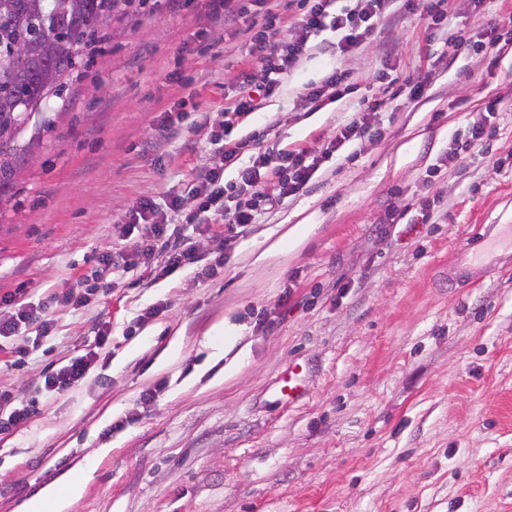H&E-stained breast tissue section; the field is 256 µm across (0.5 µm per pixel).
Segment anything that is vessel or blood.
Listing matches in <instances>:
<instances>
[{"label":"vessel or blood","instance_id":"obj_1","mask_svg":"<svg viewBox=\"0 0 512 512\" xmlns=\"http://www.w3.org/2000/svg\"><path fill=\"white\" fill-rule=\"evenodd\" d=\"M455 266H476L487 271L511 267L512 224L482 225L477 239L458 249Z\"/></svg>","mask_w":512,"mask_h":512}]
</instances>
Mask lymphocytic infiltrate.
Returning <instances> with one entry per match:
<instances>
[{"label":"lymphocytic infiltrate","mask_w":512,"mask_h":512,"mask_svg":"<svg viewBox=\"0 0 512 512\" xmlns=\"http://www.w3.org/2000/svg\"><path fill=\"white\" fill-rule=\"evenodd\" d=\"M401 2L406 13L436 14L446 0H348L339 5L338 0H297L298 21L287 39L275 42L270 38L271 23L260 24L250 39V49L263 83H256L255 75L241 73L236 78L237 92L224 105L222 135L224 153L220 163L207 166L195 189V211L190 221L192 234L171 235L170 226L174 213L180 212L181 200H172L168 207H160L154 200L145 198L136 211L137 221L143 226L141 242L135 251L144 263L153 264L156 278L162 279L173 273L191 269L196 277H207L206 269L199 265L197 252L198 235L207 233L216 223L224 225L225 241L236 239L249 224L255 223L261 211L274 207L285 198L296 195L313 178L323 157L340 151L351 141L368 137L380 139L382 131L373 120L381 111L384 100L361 104L351 121L337 126L332 139L322 150L301 147L284 153L286 166L279 177H271L268 158L259 154L241 164L243 152L249 142L232 138L236 126L263 109L266 99L280 87L282 77L291 75L309 50L312 35L332 29L337 35L336 49L345 56L356 50L381 20L388 14L394 2ZM258 72V73H259ZM349 73L339 66H331L323 79L308 85L305 100L313 108L341 101L350 92ZM236 168L233 182H225L224 171ZM87 298L76 291L62 296L50 295L38 303L28 302L25 290L0 296V307L7 308L8 316L0 317V337L18 335L26 327L36 326L42 337L55 331L50 316L54 303L75 308L85 305Z\"/></svg>","instance_id":"1"}]
</instances>
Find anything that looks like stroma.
Wrapping results in <instances>:
<instances>
[{
	"label": "stroma",
	"instance_id": "1",
	"mask_svg": "<svg viewBox=\"0 0 512 512\" xmlns=\"http://www.w3.org/2000/svg\"><path fill=\"white\" fill-rule=\"evenodd\" d=\"M511 10L455 0L453 64L429 16L398 17L341 62L349 102L387 97L382 140L321 161L232 246L202 240L213 277L133 267L101 288L100 255L140 241L120 221L141 199L193 208L197 176L222 156L226 81L256 68L209 0L119 10L32 116L24 171L0 191V295L92 291L55 309L53 336L31 328L0 353V393L34 411L0 436V512L82 467L93 478L70 512H512V269L448 288L449 249L512 223V52L480 46ZM329 63L302 59L235 136L256 133L276 166L282 150L327 145L348 103L311 112L303 94ZM420 82L419 101L397 92ZM478 120L482 142L444 163ZM422 198L426 221L409 206ZM294 227L299 244H281ZM93 348L81 382L44 389V371ZM291 369L302 395L284 407Z\"/></svg>",
	"mask_w": 512,
	"mask_h": 512
}]
</instances>
